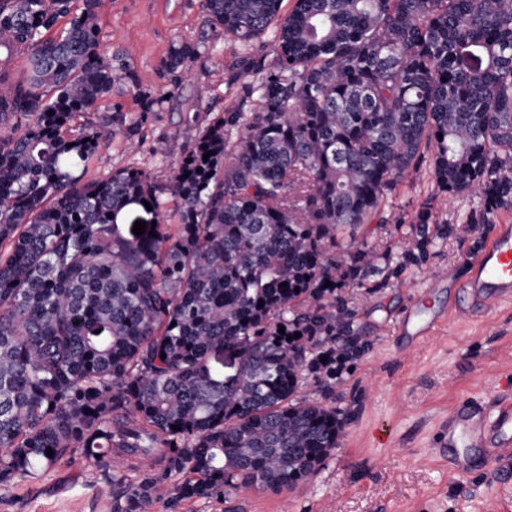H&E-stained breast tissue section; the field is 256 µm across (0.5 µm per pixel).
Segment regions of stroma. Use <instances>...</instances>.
<instances>
[{
  "label": "stroma",
  "mask_w": 512,
  "mask_h": 512,
  "mask_svg": "<svg viewBox=\"0 0 512 512\" xmlns=\"http://www.w3.org/2000/svg\"><path fill=\"white\" fill-rule=\"evenodd\" d=\"M103 50L128 47L143 89L162 86L158 68L171 44L205 41L210 30L200 0H101L98 10ZM242 49L233 43L207 46L193 62L175 95L155 112L138 150L115 134L91 158L86 178L99 180L126 167L150 170L166 182L188 143V132L203 131L236 98L224 68ZM428 168L401 183L388 198L387 215L414 212L434 192ZM351 242L402 252L409 225L363 224ZM471 253L454 239L436 240L428 266L409 268L402 282L367 296L351 288L358 319L374 345L370 353L336 380L334 397L357 400L358 415L338 447L305 488L275 493L232 491L209 500L182 502L179 512H512V469L478 467L460 480L438 458L432 443L450 406L462 396L486 407L512 400V303L488 312L466 298L436 292L434 311L445 323L412 350L396 327L417 291L437 269L452 279L466 272ZM105 475L77 454L49 471L0 488V512H116Z\"/></svg>",
  "instance_id": "1"
}]
</instances>
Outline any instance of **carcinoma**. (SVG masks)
<instances>
[{
    "label": "carcinoma",
    "instance_id": "obj_1",
    "mask_svg": "<svg viewBox=\"0 0 512 512\" xmlns=\"http://www.w3.org/2000/svg\"><path fill=\"white\" fill-rule=\"evenodd\" d=\"M201 6L215 39L272 35L275 62L240 57L238 101L160 184L144 168L88 181L86 164L117 127L140 139L200 44L175 42L164 93L147 92L129 51L101 49L99 0H0V61L27 53L23 75L0 71V486L67 453L108 474L117 512H145L173 474L168 512L307 484L356 415L327 403L336 373L374 345L347 287L401 281L437 239L478 249L512 209V0ZM123 80L138 118L114 108L72 134ZM424 165L437 192L396 220L399 256L340 241L390 223L388 195ZM473 188L463 224L434 223L438 197ZM146 202L155 225L120 228ZM306 381L323 400L296 398ZM115 459L147 462L142 478Z\"/></svg>",
    "mask_w": 512,
    "mask_h": 512
}]
</instances>
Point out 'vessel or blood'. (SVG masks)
<instances>
[{
  "instance_id": "vessel-or-blood-1",
  "label": "vessel or blood",
  "mask_w": 512,
  "mask_h": 512,
  "mask_svg": "<svg viewBox=\"0 0 512 512\" xmlns=\"http://www.w3.org/2000/svg\"><path fill=\"white\" fill-rule=\"evenodd\" d=\"M470 270L456 288L473 303L495 307L512 299V227L503 226L486 248L469 259ZM436 452L453 474L467 476L472 461L512 468V401L487 410L466 397L448 411Z\"/></svg>"
}]
</instances>
